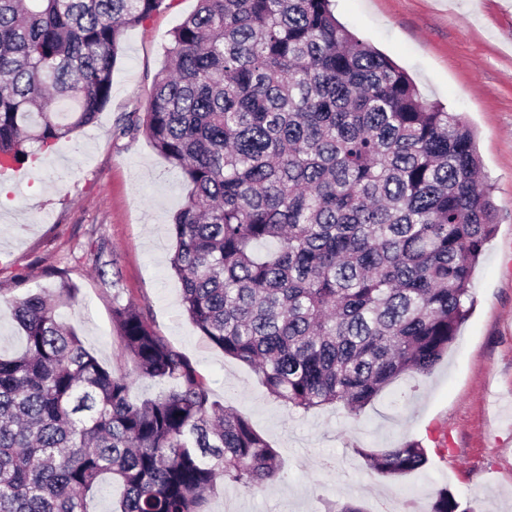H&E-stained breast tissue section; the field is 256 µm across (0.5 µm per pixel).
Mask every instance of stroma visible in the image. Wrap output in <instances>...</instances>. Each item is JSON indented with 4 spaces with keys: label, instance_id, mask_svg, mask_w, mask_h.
I'll use <instances>...</instances> for the list:
<instances>
[{
    "label": "stroma",
    "instance_id": "stroma-1",
    "mask_svg": "<svg viewBox=\"0 0 512 512\" xmlns=\"http://www.w3.org/2000/svg\"><path fill=\"white\" fill-rule=\"evenodd\" d=\"M196 7L164 0L127 29L95 123L6 178L0 353L22 347L10 300L63 279L78 290L64 319L103 365L131 372L112 308L135 301L195 365L212 399L247 418L279 455L272 486L218 485L209 512H324L329 501L399 512L409 486L419 512H430L443 488L475 512H512V0H332L348 30L403 68L423 98L473 128L496 226L473 274V311L447 355L431 375L396 380L357 415L340 405L285 406L184 312L169 224L191 188L144 134L121 137L117 129L147 112L169 33ZM405 440L429 450L421 474L391 480L366 467L361 449Z\"/></svg>",
    "mask_w": 512,
    "mask_h": 512
}]
</instances>
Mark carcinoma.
Returning a JSON list of instances; mask_svg holds the SVG:
<instances>
[{
    "instance_id": "carcinoma-1",
    "label": "carcinoma",
    "mask_w": 512,
    "mask_h": 512,
    "mask_svg": "<svg viewBox=\"0 0 512 512\" xmlns=\"http://www.w3.org/2000/svg\"><path fill=\"white\" fill-rule=\"evenodd\" d=\"M330 2L198 0L120 133L191 186L170 264L195 327L286 406L359 412L448 353L495 225L472 130ZM162 3L0 0V171L94 122L124 31ZM75 298L63 281L13 302L25 342L0 356V512H92L104 478L122 489L112 512H207L220 481L278 479L276 450L136 304L112 308L133 363L116 374L61 319ZM140 380L167 389L134 402ZM361 454L390 479L427 463L414 440ZM431 512L472 509L444 488Z\"/></svg>"
}]
</instances>
